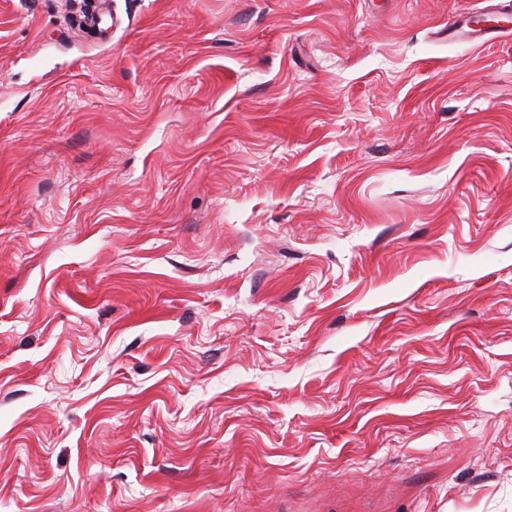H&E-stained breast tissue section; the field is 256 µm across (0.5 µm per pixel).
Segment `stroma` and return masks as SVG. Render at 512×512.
I'll use <instances>...</instances> for the list:
<instances>
[{"mask_svg": "<svg viewBox=\"0 0 512 512\" xmlns=\"http://www.w3.org/2000/svg\"><path fill=\"white\" fill-rule=\"evenodd\" d=\"M476 2L0 0V512H512ZM475 12H480L483 14L490 13V12H486V11L472 10L470 12L463 14L460 21L457 24L454 23L453 27L448 30L449 31L448 35L456 40H459V41L472 42V41L477 40L478 38L490 36L493 33L504 31V30L495 29V28H488V29L478 28V29H476V28L470 27L469 20H470L471 14H473Z\"/></svg>", "mask_w": 512, "mask_h": 512, "instance_id": "stroma-1", "label": "stroma"}]
</instances>
